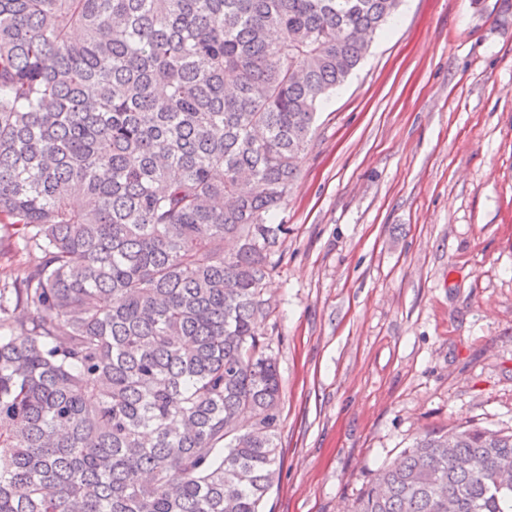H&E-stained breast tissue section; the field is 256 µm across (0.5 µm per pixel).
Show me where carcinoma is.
Returning <instances> with one entry per match:
<instances>
[{
  "label": "carcinoma",
  "mask_w": 512,
  "mask_h": 512,
  "mask_svg": "<svg viewBox=\"0 0 512 512\" xmlns=\"http://www.w3.org/2000/svg\"><path fill=\"white\" fill-rule=\"evenodd\" d=\"M398 4L0 0V512H263L270 217ZM506 473L426 435L355 512H512Z\"/></svg>",
  "instance_id": "obj_1"
}]
</instances>
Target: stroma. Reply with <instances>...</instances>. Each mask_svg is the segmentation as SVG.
Here are the masks:
<instances>
[{
	"label": "stroma",
	"instance_id": "obj_1",
	"mask_svg": "<svg viewBox=\"0 0 512 512\" xmlns=\"http://www.w3.org/2000/svg\"><path fill=\"white\" fill-rule=\"evenodd\" d=\"M402 0L319 109L274 223L264 512H353L416 438L512 431V24Z\"/></svg>",
	"mask_w": 512,
	"mask_h": 512
}]
</instances>
